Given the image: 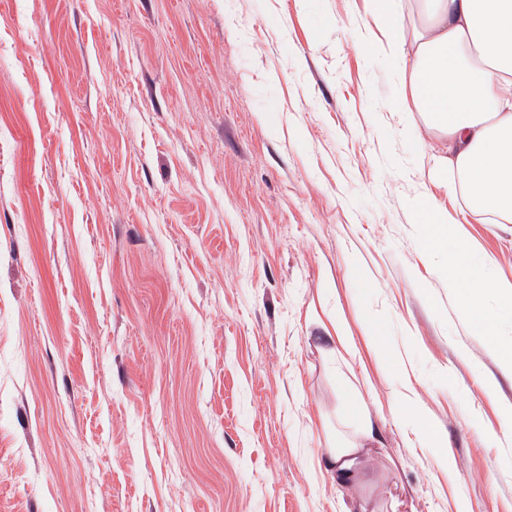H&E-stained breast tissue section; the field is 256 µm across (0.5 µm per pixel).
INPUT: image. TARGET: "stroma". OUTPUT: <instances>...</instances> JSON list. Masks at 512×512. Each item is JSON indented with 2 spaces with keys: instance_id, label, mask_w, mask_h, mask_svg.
Masks as SVG:
<instances>
[{
  "instance_id": "obj_1",
  "label": "stroma",
  "mask_w": 512,
  "mask_h": 512,
  "mask_svg": "<svg viewBox=\"0 0 512 512\" xmlns=\"http://www.w3.org/2000/svg\"><path fill=\"white\" fill-rule=\"evenodd\" d=\"M372 8L0 0V512H346L317 461L352 386L385 442L366 495L512 512V320L468 325L411 204L491 313L512 222L423 163L398 59L354 39ZM417 222L422 225L425 246L443 252L448 263V282L454 288L460 307L468 322L491 344L500 336V320L486 312L479 304V288H493L484 280L483 265L475 261L470 244L455 235L448 224V215L430 198H421L412 203ZM330 328L327 325L324 326V329L327 333V336H325L326 340L328 343H330L328 350L334 356L336 355V361H345L344 354H352V348L350 346L349 340L347 336L342 333L340 326L335 319L330 321Z\"/></svg>"
}]
</instances>
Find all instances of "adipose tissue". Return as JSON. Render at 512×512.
<instances>
[{
    "label": "adipose tissue",
    "mask_w": 512,
    "mask_h": 512,
    "mask_svg": "<svg viewBox=\"0 0 512 512\" xmlns=\"http://www.w3.org/2000/svg\"><path fill=\"white\" fill-rule=\"evenodd\" d=\"M419 23L407 27L402 0H374L373 20L383 36L379 49L399 52L412 103L425 129L437 135L428 157L451 174L471 211L512 221V0H414ZM425 246L443 252L448 281L470 325L496 342L500 320L479 304L484 272L470 244L455 235L448 216L431 199L412 204ZM350 408L360 419L357 433L334 434L324 466L350 497L354 512H370L362 495L363 462L380 433L368 419L360 392Z\"/></svg>",
    "instance_id": "adipose-tissue-1"
}]
</instances>
